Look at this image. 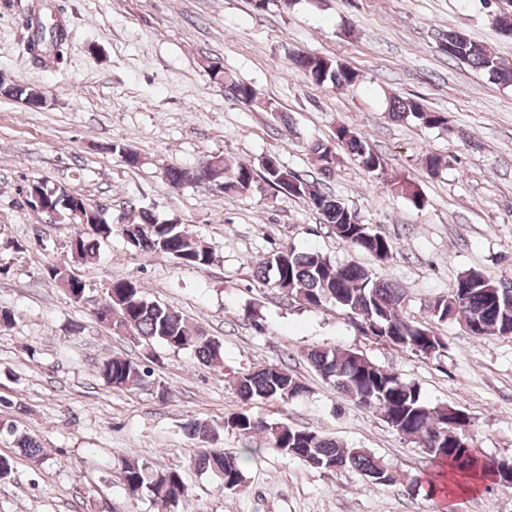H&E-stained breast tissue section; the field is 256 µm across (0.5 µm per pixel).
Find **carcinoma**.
Here are the masks:
<instances>
[{
    "instance_id": "cac0c4a2",
    "label": "carcinoma",
    "mask_w": 512,
    "mask_h": 512,
    "mask_svg": "<svg viewBox=\"0 0 512 512\" xmlns=\"http://www.w3.org/2000/svg\"><path fill=\"white\" fill-rule=\"evenodd\" d=\"M441 42L449 60L463 63L495 82L512 84V67L504 64L493 48L478 44L456 30L443 32ZM289 60L292 68L303 73L318 89L353 88L361 81L355 69L320 55L298 52L289 56ZM206 71L211 79L233 89L239 102L269 112L289 124L287 115L274 100L262 96L252 84L228 74L221 62H212ZM388 112L395 119L410 120L426 128L444 127L448 123L444 113L429 110L416 98L392 96ZM333 138L346 146L352 160L364 171L375 175L384 173V159L353 125L337 124ZM306 150L320 174L334 172L337 159L330 142L312 141ZM207 178L220 184L228 195L245 196L268 186L299 199L322 216L323 223L337 239L351 244L378 265L386 266L394 259V247L388 237L364 223L356 210L327 192L319 182L288 168L275 153L264 155L257 171L246 164L232 166L222 156L209 158L208 164L194 171L180 166L164 170V180L173 188ZM35 187L39 203L32 204L31 209L43 212L51 208L66 220L73 208L93 202L76 191L68 192L59 186L50 188L42 178ZM393 189L414 206H423L417 183L401 180L393 184ZM83 215L90 232L79 231L76 239L85 264L93 263L100 243L114 235L121 236L131 251L143 257L166 256L196 269L214 261V251L208 242L193 235L177 220H161L143 210L136 222L125 220L114 224L104 212L92 207ZM257 276L302 306L319 309L332 303L346 313L361 335H367L368 327L386 344L426 358L441 356L446 349L444 337L435 330L439 323L457 322L478 337L512 335V286L495 282L478 271L459 276L448 295L428 306L429 317L421 321L404 314L403 294L390 280L374 276L358 263H335L321 252H299L289 245L283 246L263 259L257 267ZM110 285L111 290L105 291L104 299L92 308L98 322L115 327L136 343L159 342L174 351L189 350L202 365L224 372L222 344L207 336L188 316L149 299L137 280L118 279ZM151 357L150 352L144 362L108 357L98 364V373L111 388L142 385L153 375L147 365ZM307 360L317 374L359 407L378 415L388 427L417 447L428 449L426 455L440 469L447 468L458 477L488 471L497 484L512 483V469L505 463L473 454L466 435L470 417L464 411L447 404H428L417 384L402 379L357 350L314 347L307 352ZM232 384L243 409L218 426L196 420L183 426L187 437L199 443L192 459L193 467L214 475L224 489L243 486L246 467L257 461L265 448L297 459L312 469H352L367 479L382 475L391 486L401 482L394 469L365 448H348L315 429L293 427L247 409L257 401L286 403L306 393V386L287 363L236 372ZM225 429L238 433L250 444L259 436L262 444L242 448L235 454L213 449L212 445ZM16 444L32 461L43 460L42 447L36 439L24 434L17 437ZM119 461L117 478L124 489L149 498L163 512H175L188 497L190 488L182 469L152 470L127 453L121 454Z\"/></svg>"
}]
</instances>
